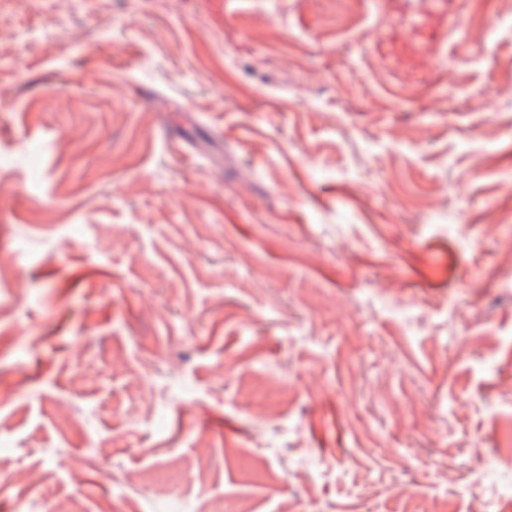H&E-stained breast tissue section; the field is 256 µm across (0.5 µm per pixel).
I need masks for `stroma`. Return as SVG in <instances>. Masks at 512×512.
Here are the masks:
<instances>
[{"instance_id": "stroma-1", "label": "stroma", "mask_w": 512, "mask_h": 512, "mask_svg": "<svg viewBox=\"0 0 512 512\" xmlns=\"http://www.w3.org/2000/svg\"><path fill=\"white\" fill-rule=\"evenodd\" d=\"M377 18L0 0V512H512V0ZM442 6L431 9L430 0H382L378 1L379 22L371 34L380 49L387 46L382 40L386 25L392 29V40L414 45L408 58L401 62L397 73L400 81L407 85L421 84L427 80L434 66L436 55L448 39V32L455 29L453 0H438ZM408 15H417L427 29V36L421 41L409 40L399 22Z\"/></svg>"}]
</instances>
